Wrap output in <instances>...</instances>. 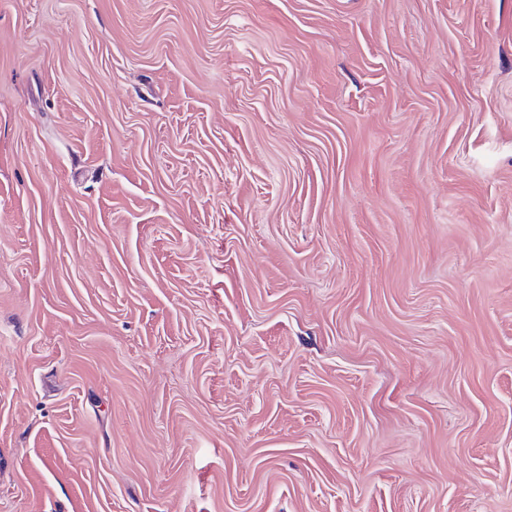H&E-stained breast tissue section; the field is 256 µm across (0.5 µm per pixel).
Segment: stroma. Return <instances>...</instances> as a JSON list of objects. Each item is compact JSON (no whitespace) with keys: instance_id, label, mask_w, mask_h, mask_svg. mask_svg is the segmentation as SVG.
I'll return each mask as SVG.
<instances>
[{"instance_id":"35a3bbf8","label":"stroma","mask_w":512,"mask_h":512,"mask_svg":"<svg viewBox=\"0 0 512 512\" xmlns=\"http://www.w3.org/2000/svg\"><path fill=\"white\" fill-rule=\"evenodd\" d=\"M0 512H512V0H0Z\"/></svg>"}]
</instances>
